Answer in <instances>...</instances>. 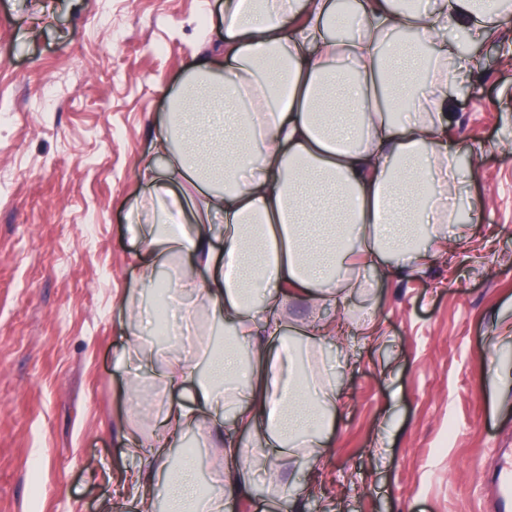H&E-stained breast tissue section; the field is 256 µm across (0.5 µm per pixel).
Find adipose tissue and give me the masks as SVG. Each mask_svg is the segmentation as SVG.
<instances>
[{
	"mask_svg": "<svg viewBox=\"0 0 512 512\" xmlns=\"http://www.w3.org/2000/svg\"><path fill=\"white\" fill-rule=\"evenodd\" d=\"M358 34L331 31L336 0H227L224 55L191 65L138 176L167 207L135 227L137 285L189 257L179 282L193 289L219 343L159 359L130 343L135 370L152 372L169 398L149 433L130 428L145 457L132 478L136 512H226L227 489L247 491L253 471L285 453L322 447L340 389L311 352L335 323L292 335L281 314L290 293L337 302L364 287L362 271L393 276L426 260L423 231L457 221L456 161L468 146L448 135L452 80L472 76L473 54L448 42L449 27L479 46L512 25L498 0H433L402 11L396 0H355ZM198 192L195 226L171 230ZM221 461L201 490L196 460L172 461L186 432ZM247 434L251 448L237 442Z\"/></svg>",
	"mask_w": 512,
	"mask_h": 512,
	"instance_id": "adipose-tissue-1",
	"label": "adipose tissue"
}]
</instances>
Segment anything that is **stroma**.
<instances>
[{
  "mask_svg": "<svg viewBox=\"0 0 512 512\" xmlns=\"http://www.w3.org/2000/svg\"><path fill=\"white\" fill-rule=\"evenodd\" d=\"M225 0H0V512H134L127 418L163 397L132 340L139 183L190 63L224 53ZM451 134L467 223L428 264L366 272L339 306L287 295V327L343 319L318 353L341 386L325 445L268 464L230 512H493L512 460V26L482 46ZM140 399H131L130 380Z\"/></svg>",
  "mask_w": 512,
  "mask_h": 512,
  "instance_id": "35a3bbf8",
  "label": "stroma"
}]
</instances>
